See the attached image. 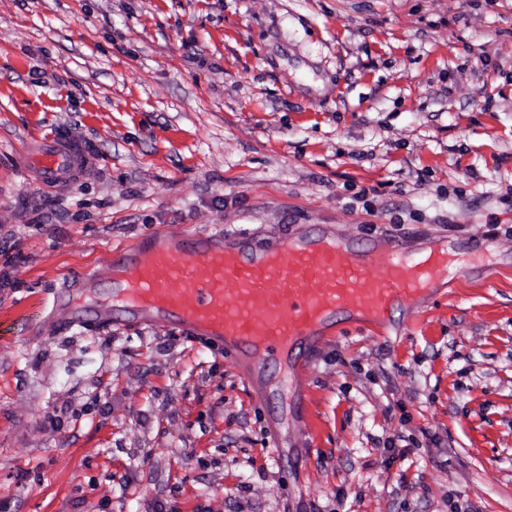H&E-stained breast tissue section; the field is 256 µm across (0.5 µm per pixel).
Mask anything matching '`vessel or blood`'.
Returning <instances> with one entry per match:
<instances>
[{
	"label": "vessel or blood",
	"mask_w": 512,
	"mask_h": 512,
	"mask_svg": "<svg viewBox=\"0 0 512 512\" xmlns=\"http://www.w3.org/2000/svg\"><path fill=\"white\" fill-rule=\"evenodd\" d=\"M85 157L83 143L67 136L45 140L25 155L46 188L73 176ZM110 268L112 300L123 310L222 339L270 362L339 312L384 327L396 302L420 298L438 277L459 273L441 249L411 259L397 246L359 254L316 237L248 251L188 231L166 243L113 252Z\"/></svg>",
	"instance_id": "vessel-or-blood-1"
}]
</instances>
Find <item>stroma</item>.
I'll use <instances>...</instances> for the list:
<instances>
[{
	"mask_svg": "<svg viewBox=\"0 0 512 512\" xmlns=\"http://www.w3.org/2000/svg\"><path fill=\"white\" fill-rule=\"evenodd\" d=\"M180 230L464 272L284 394L113 319V251ZM0 512H512V0H0ZM25 159L28 168L38 171L40 183L47 189L58 180L73 176L86 159V150L81 141L61 136L30 147Z\"/></svg>",
	"mask_w": 512,
	"mask_h": 512,
	"instance_id": "stroma-1",
	"label": "stroma"
}]
</instances>
